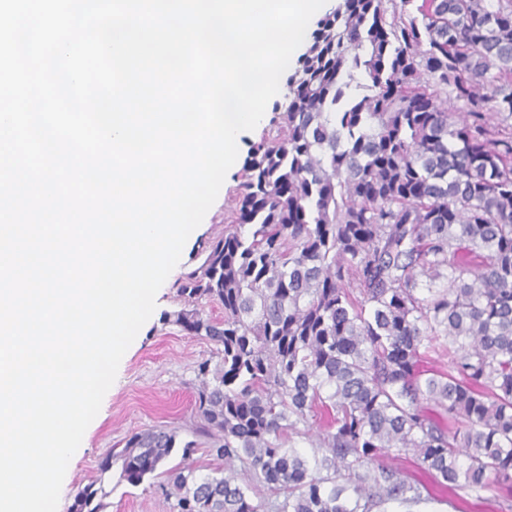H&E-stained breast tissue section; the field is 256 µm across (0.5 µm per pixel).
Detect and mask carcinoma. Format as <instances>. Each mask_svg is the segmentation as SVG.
<instances>
[{
  "mask_svg": "<svg viewBox=\"0 0 512 512\" xmlns=\"http://www.w3.org/2000/svg\"><path fill=\"white\" fill-rule=\"evenodd\" d=\"M287 87L164 317L220 346L195 404L224 466L146 429L70 512L146 481L175 512L443 502L382 463L403 454L446 493L512 495V0H339Z\"/></svg>",
  "mask_w": 512,
  "mask_h": 512,
  "instance_id": "cac0c4a2",
  "label": "carcinoma"
}]
</instances>
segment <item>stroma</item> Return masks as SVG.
I'll return each instance as SVG.
<instances>
[{"mask_svg": "<svg viewBox=\"0 0 512 512\" xmlns=\"http://www.w3.org/2000/svg\"><path fill=\"white\" fill-rule=\"evenodd\" d=\"M241 170L228 171L219 195L201 225L189 236L176 266L184 271L195 264L202 243L222 232V219L231 204ZM173 279H166L156 296V307L123 356L117 377L101 409L86 430L80 450L71 459L61 489L58 512H70L78 489L97 475L107 449L123 448L128 437L155 426L176 429L181 440L196 441L191 462L207 473L218 462L207 453L208 440L199 435L195 395L199 384L197 365L216 359L217 347L209 340L185 335L164 324L166 313L179 309ZM104 512H173L166 500L148 485L118 486L106 500Z\"/></svg>", "mask_w": 512, "mask_h": 512, "instance_id": "35a3bbf8", "label": "stroma"}]
</instances>
